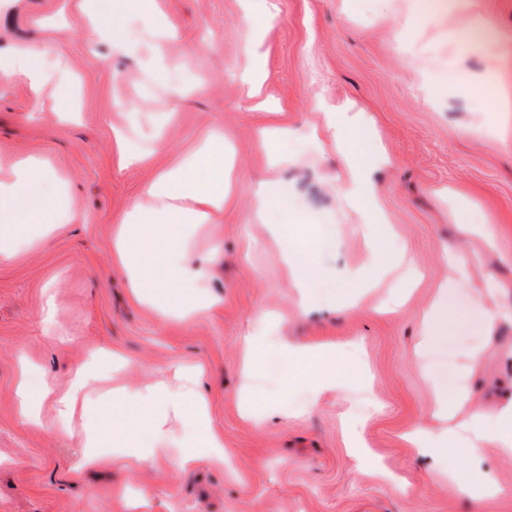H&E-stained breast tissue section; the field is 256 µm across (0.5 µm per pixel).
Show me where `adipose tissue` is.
I'll return each mask as SVG.
<instances>
[{
	"label": "adipose tissue",
	"instance_id": "ef3b65f1",
	"mask_svg": "<svg viewBox=\"0 0 512 512\" xmlns=\"http://www.w3.org/2000/svg\"><path fill=\"white\" fill-rule=\"evenodd\" d=\"M327 123L336 132L339 146L349 154V173L342 186L347 204L370 229L385 228L388 218L382 211L373 182V172L382 163V155L353 151L348 138L360 125L352 112L332 111ZM46 170L36 159L0 171V214L7 219L0 226V256L22 249L45 245L57 224L64 220L60 199L45 202L36 209L20 208L19 202L30 185L45 176ZM224 141L214 138L207 147L191 155L178 169L158 172L145 181L141 200L132 204L112 237V249L136 296L158 309L187 317L206 310L207 301L200 290L210 273L211 260L193 255L187 244L195 225L205 223L212 213L224 208ZM282 259L289 268L293 285L301 301H309V288L317 276L313 250L286 242ZM294 357L301 368V379L312 393L336 387V351L328 346L304 348ZM117 356L112 351L91 355L75 370L68 392L54 397L49 384L32 389L28 378L17 387L20 417L28 424H39L35 402L53 399L57 418L64 432L87 448L86 464H95L98 451L116 447L121 456L136 460L154 458L169 440L166 420L181 418L189 438L180 462L192 468L198 463L199 449L222 457L224 437L209 421L207 403L190 384L174 387L158 382L141 388H119L112 394H100L90 401L91 391H98L112 374ZM142 412L150 425L149 437L126 436L113 441L106 429L112 424V402ZM80 427H73L74 418ZM405 440L421 453L445 459L451 449L473 452L491 444L506 456H512V405L491 412L472 411L459 426L433 431L416 428Z\"/></svg>",
	"mask_w": 512,
	"mask_h": 512
}]
</instances>
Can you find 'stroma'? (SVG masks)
<instances>
[{
    "mask_svg": "<svg viewBox=\"0 0 512 512\" xmlns=\"http://www.w3.org/2000/svg\"><path fill=\"white\" fill-rule=\"evenodd\" d=\"M126 0H0V56L44 51L47 82L34 90L0 80V166L40 158L67 183L69 223L37 252L0 257V512H512V457L485 447L441 462L402 439L438 428L432 387H467L457 412L512 402V0L449 6L434 24L423 0H253L262 35L252 41L241 0H154L179 40L168 45L164 81L151 74L154 45ZM119 23L133 50L97 37L93 24ZM264 55L259 86L241 81L249 49ZM68 84L77 121L53 100ZM367 113L387 162L374 173L392 228L382 258L405 264L372 288L350 271L368 259L365 230L337 184L345 170L326 122L333 109ZM287 129L271 165L261 130ZM147 155L120 168L115 131ZM224 139L235 175L216 223L192 248L216 254L212 308L183 320L140 303L118 270L112 231L142 195L147 172L179 165L212 133ZM281 180L277 223L297 244L316 245L319 275L300 307L280 241L251 220L252 190ZM458 219L449 222V211ZM490 224L493 241L476 228ZM455 250L461 267L444 253ZM417 284L403 304L407 270ZM448 289V325L422 357L423 312ZM56 316L47 320V304ZM268 324L270 340L245 369L243 339ZM335 344L339 384L311 396L293 374V349ZM107 348L126 364L111 385L177 383L180 368L204 364L211 425L223 458L181 467L183 425L156 458L106 456L79 470L82 450L51 403L42 426L23 424L15 388L22 364L34 384L64 394L74 367ZM480 365L462 376L467 353ZM369 372L361 384L359 367ZM399 475L394 485L365 466L347 437ZM490 477L501 497L473 503L447 470Z\"/></svg>",
    "mask_w": 512,
    "mask_h": 512,
    "instance_id": "1",
    "label": "stroma"
}]
</instances>
